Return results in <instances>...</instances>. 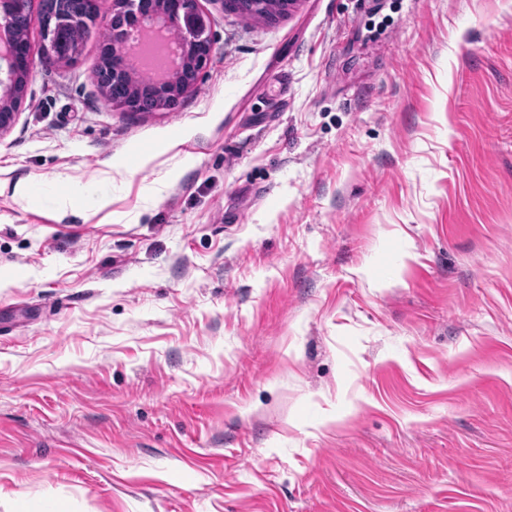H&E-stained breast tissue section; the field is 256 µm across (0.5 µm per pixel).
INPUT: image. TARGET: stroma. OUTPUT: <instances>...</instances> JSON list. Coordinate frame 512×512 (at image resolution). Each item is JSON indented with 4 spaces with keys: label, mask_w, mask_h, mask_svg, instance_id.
I'll return each mask as SVG.
<instances>
[{
    "label": "stroma",
    "mask_w": 512,
    "mask_h": 512,
    "mask_svg": "<svg viewBox=\"0 0 512 512\" xmlns=\"http://www.w3.org/2000/svg\"><path fill=\"white\" fill-rule=\"evenodd\" d=\"M200 6L174 112L28 30L0 512H512V0Z\"/></svg>",
    "instance_id": "obj_1"
}]
</instances>
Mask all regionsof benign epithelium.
I'll return each instance as SVG.
<instances>
[{
	"instance_id": "benign-epithelium-1",
	"label": "benign epithelium",
	"mask_w": 512,
	"mask_h": 512,
	"mask_svg": "<svg viewBox=\"0 0 512 512\" xmlns=\"http://www.w3.org/2000/svg\"><path fill=\"white\" fill-rule=\"evenodd\" d=\"M33 0H0V135L15 122L23 102L28 76L27 37L13 31V18L30 13ZM64 16L74 25L90 26L103 20L108 32L102 59L94 77L105 104L112 109L141 113L139 95L129 87V56L142 53L138 43L130 42L139 32L170 45L166 74L155 77L152 95L155 109L169 112L179 108L182 99L193 92L211 51L209 25L199 0H111L107 12L101 0H68ZM226 9L240 13L264 14L268 0H224ZM45 39L41 62L54 64L71 61L79 51L78 32L44 14Z\"/></svg>"
}]
</instances>
